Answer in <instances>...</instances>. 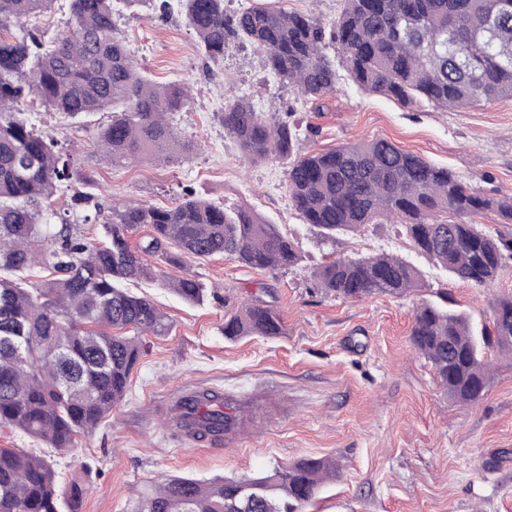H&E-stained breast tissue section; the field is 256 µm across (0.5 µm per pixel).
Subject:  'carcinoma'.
Listing matches in <instances>:
<instances>
[{"label":"carcinoma","mask_w":512,"mask_h":512,"mask_svg":"<svg viewBox=\"0 0 512 512\" xmlns=\"http://www.w3.org/2000/svg\"><path fill=\"white\" fill-rule=\"evenodd\" d=\"M55 2L0 0V426L63 451L127 392L140 347L118 332L169 331L154 303L126 288L155 279L143 256L178 265L184 255L222 254L261 269L290 268L301 256L278 225L190 191L170 207L96 205L86 220L103 226L98 246L77 235L66 215L47 213L44 203L71 179V167L54 138L15 118L25 96L71 117L112 110L96 143L114 166L192 148L168 121L186 106L187 90L157 85L137 70L113 22V0H65L71 30L46 47L28 24ZM344 2L328 31L309 16L260 5L235 15L227 14L224 0L177 5L208 58L224 57L235 42L254 43L265 51L266 66L307 100L335 87L336 69L323 52L328 39L360 84L401 102L419 98L446 110L512 100V0ZM220 121L247 158L286 165L293 207L325 238L387 222L415 251L476 288L494 282L512 259V233L475 223L494 209L512 221V198L482 196L448 169L385 139L300 156L297 129L266 120L243 99L224 106ZM141 227L149 233L134 248L130 238ZM39 262L58 276L24 287L23 274ZM312 277L315 288L346 300L403 295L421 282L412 263L389 254L339 257ZM167 287L192 304L209 294L194 277ZM282 332L277 311L256 301L241 303L224 321L229 340ZM410 342L448 397L473 405L490 383L485 350L512 351V296L497 301L492 327L481 329L464 313L425 304L416 309ZM195 416L222 421L226 430L238 420L213 396ZM334 478L336 460L326 457L302 458L256 478L165 479L132 512H305ZM83 495L74 481L61 497L46 457L0 448V512H79Z\"/></svg>","instance_id":"obj_1"}]
</instances>
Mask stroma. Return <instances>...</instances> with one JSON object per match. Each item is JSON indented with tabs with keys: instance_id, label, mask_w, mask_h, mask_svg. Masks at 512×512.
I'll return each instance as SVG.
<instances>
[{
	"instance_id": "stroma-1",
	"label": "stroma",
	"mask_w": 512,
	"mask_h": 512,
	"mask_svg": "<svg viewBox=\"0 0 512 512\" xmlns=\"http://www.w3.org/2000/svg\"><path fill=\"white\" fill-rule=\"evenodd\" d=\"M113 21L144 75L189 86L190 102L169 120L193 150L115 167L93 142L110 112L73 119L24 103L16 118L55 136L71 157L73 177L52 208L66 209L76 192L107 204L171 206L189 188L281 225L302 260L270 270L222 256H186L177 266L149 257L166 275L202 280L215 297L195 305L161 281L133 284L134 293L148 295L168 315L172 328L165 336H139L140 358L122 401L68 450L51 451L12 427H0V448L51 454L59 489L74 480L85 486L81 512H129L138 493L167 478H253L303 457H329L338 465L337 478L320 489L309 512H512V355L488 350L491 381L478 403L463 405L448 398L430 362L409 342L415 311L425 303L443 301L475 326L491 324L495 298L512 294V262L490 286L474 288L386 225L322 239L294 209L285 165L247 159L225 137L219 118L225 105L243 99L295 126L298 154L382 138L448 167L483 196L507 198L512 101L448 111L422 100L404 105L359 86L337 57L335 88L315 104L282 83L255 44L208 59L180 12L162 18L151 7L117 0ZM379 253L417 266L420 287L359 301L313 289L315 267ZM245 300L273 306L282 334L225 339V316ZM185 387L221 390L245 402L247 438L226 448L207 439L190 443L164 429V406Z\"/></svg>"
}]
</instances>
